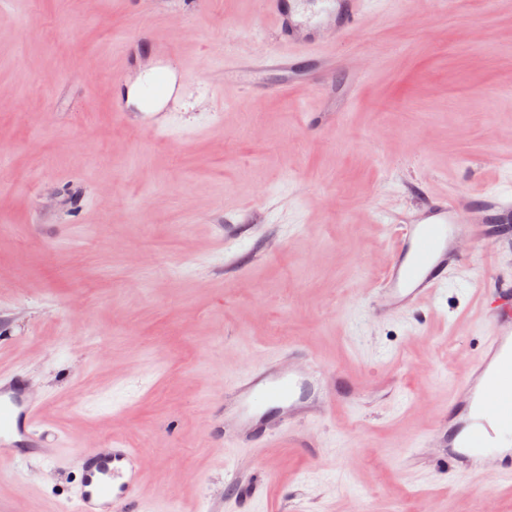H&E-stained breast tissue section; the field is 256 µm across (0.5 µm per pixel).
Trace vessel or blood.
Returning a JSON list of instances; mask_svg holds the SVG:
<instances>
[{
    "mask_svg": "<svg viewBox=\"0 0 512 512\" xmlns=\"http://www.w3.org/2000/svg\"><path fill=\"white\" fill-rule=\"evenodd\" d=\"M368 6L369 0H339L334 38H347L363 28ZM262 13L275 28L273 45L262 56L244 50L225 57V77L244 87L266 69H286L301 58L328 60L331 40L300 36L290 0H264ZM479 204L482 218L472 225V234L482 242L500 244L501 225L512 222V194H484ZM466 206L461 198L432 197L417 223L395 231L391 264L380 281L382 314L415 312L439 297L452 271L463 265L452 242L459 234L454 216ZM475 294L477 322L485 330L482 351L458 382L447 420L437 422L431 437L447 439L452 471L474 477L491 473L512 483V450L491 444L496 429L512 428V280L483 278ZM288 355L302 360V367L286 368L277 360L257 364L226 389L224 403L232 421L223 427L225 443L260 448L297 419L306 385L303 371L318 364L296 348ZM40 414L25 376L0 375V447L7 451L6 461H14L17 448L43 459L58 457L59 440L41 431ZM142 459L140 450L119 441L77 454L80 481L69 498L75 512H131L140 497Z\"/></svg>",
    "mask_w": 512,
    "mask_h": 512,
    "instance_id": "obj_1",
    "label": "vessel or blood"
}]
</instances>
